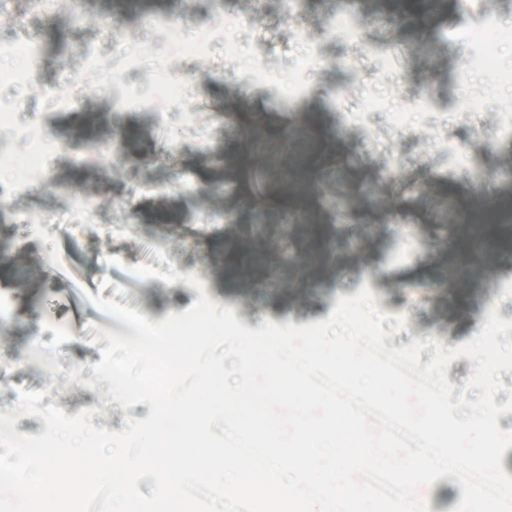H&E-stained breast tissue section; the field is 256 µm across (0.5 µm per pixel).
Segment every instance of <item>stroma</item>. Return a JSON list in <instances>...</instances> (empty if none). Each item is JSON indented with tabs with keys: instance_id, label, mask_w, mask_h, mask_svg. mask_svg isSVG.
I'll use <instances>...</instances> for the list:
<instances>
[{
	"instance_id": "obj_1",
	"label": "stroma",
	"mask_w": 512,
	"mask_h": 512,
	"mask_svg": "<svg viewBox=\"0 0 512 512\" xmlns=\"http://www.w3.org/2000/svg\"><path fill=\"white\" fill-rule=\"evenodd\" d=\"M306 2L298 17L285 0H234L243 47L267 46L265 67L285 72L290 59L315 51L308 90L291 100L261 84L242 96L245 70L225 68L222 42L175 59L165 37H153L135 81L145 86L156 70L172 69L193 104L182 118L180 100L171 101L176 117L165 122L150 109L118 114L92 78L70 109L47 107L44 98L50 89L68 94L71 76L85 73L90 56L120 65L113 32L137 34L146 16L159 13L170 15L178 31L200 29L223 12L224 0H0V43L35 42L44 50L41 73L19 102L20 122L61 146L45 158L38 190L0 201V408L14 410L25 389L43 392V405L69 416L92 410V424L112 432L123 431L126 418L148 416V405L123 408L107 382L88 374L101 359L99 329L119 325L89 302L92 294L153 323L183 313L204 294L256 330L267 321L283 327L327 320L339 298L367 285L381 312L406 317L397 333L384 323L386 347L423 342L424 365L434 354L430 341L456 348L493 311L512 321V292L496 285L511 269L484 255L463 283L453 271L467 240L464 219L495 211L512 196V138L497 132L503 102L490 95L483 112L468 117L456 106L470 53L461 36L492 18L512 23V0H448L447 13L423 31L363 9L358 42L327 31L345 0ZM374 46L402 52L388 78L378 74ZM373 93L416 113V121L398 131L377 113L365 127L342 122V113L364 110ZM235 112L265 117L254 134L262 145L250 159L268 172L270 188L278 186L275 171L299 151L321 169L295 226H283L274 201L255 218L258 209L238 179L242 132ZM435 125L447 126L467 166L440 152L431 138ZM270 128L287 133V143L265 144ZM117 140L123 147L116 156L88 162L93 147ZM475 167L484 183L472 181ZM336 191L348 197L346 215L324 201ZM87 195L97 202L92 224L75 207ZM48 250L58 254L57 266L42 265ZM112 257L120 265H109ZM140 263L175 270L179 279H137L130 268ZM190 274L203 290L187 284ZM32 346L48 364L27 360Z\"/></svg>"
}]
</instances>
